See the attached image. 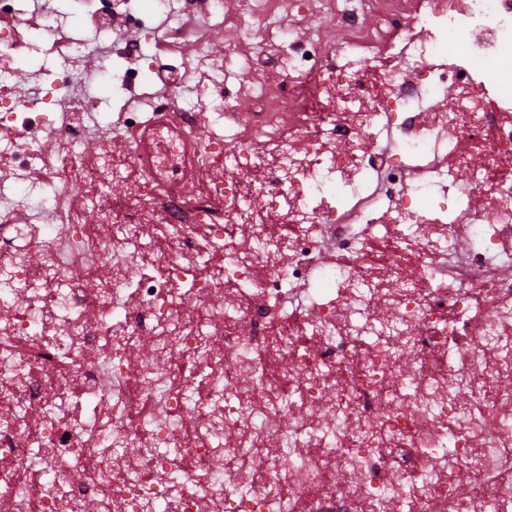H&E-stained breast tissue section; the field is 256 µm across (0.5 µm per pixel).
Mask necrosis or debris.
I'll return each mask as SVG.
<instances>
[{
  "mask_svg": "<svg viewBox=\"0 0 512 512\" xmlns=\"http://www.w3.org/2000/svg\"><path fill=\"white\" fill-rule=\"evenodd\" d=\"M81 3L0 0V64L62 61L0 87V512H506L512 0H239L285 78L230 97L224 0ZM55 63L56 61L53 58L45 57L42 54H34L24 58L21 65L18 66V70L14 71L7 78L13 82V84H17L21 87H28L30 84V72H36L40 69H52ZM17 73H20L21 76L18 77Z\"/></svg>",
  "mask_w": 512,
  "mask_h": 512,
  "instance_id": "necrosis-or-debris-1",
  "label": "necrosis or debris"
}]
</instances>
